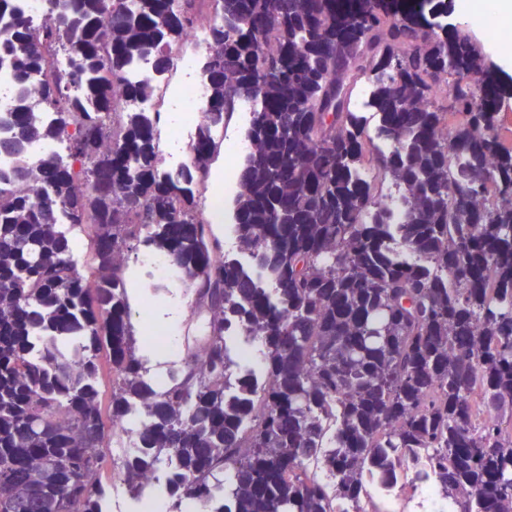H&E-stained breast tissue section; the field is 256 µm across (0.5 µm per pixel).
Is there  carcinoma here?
I'll return each mask as SVG.
<instances>
[{"mask_svg": "<svg viewBox=\"0 0 512 512\" xmlns=\"http://www.w3.org/2000/svg\"><path fill=\"white\" fill-rule=\"evenodd\" d=\"M54 2L32 30L0 0V63L22 88L41 76L20 94L0 151L63 136L69 155L20 163L12 182L32 190L0 191V512H104L108 444L135 401L142 452L122 459L124 482L138 494L144 473L175 453V512L185 501L210 512H340L341 502L381 512L366 476L393 480L413 457L426 466L403 485L432 484L449 512H512V149L482 55L396 0H216L204 108L218 123L242 98L259 105L234 220L266 288L198 216L211 127L174 176L156 120L113 111L116 85L131 100L154 95L151 81L132 79L137 63L170 71L205 0ZM57 51L82 98L52 74ZM462 71L477 84L453 95L450 123L431 97ZM367 73L387 153L352 110ZM38 104L53 124L34 119ZM386 176L404 190L401 224L378 202ZM134 241L171 258L194 316L207 317L162 389L136 353L118 261ZM233 326L264 347V379L233 358Z\"/></svg>", "mask_w": 512, "mask_h": 512, "instance_id": "obj_1", "label": "carcinoma"}]
</instances>
